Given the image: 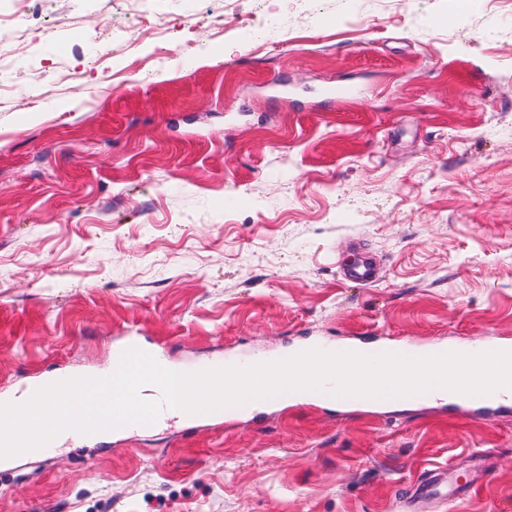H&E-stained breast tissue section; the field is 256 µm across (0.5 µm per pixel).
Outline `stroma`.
Masks as SVG:
<instances>
[{
  "mask_svg": "<svg viewBox=\"0 0 512 512\" xmlns=\"http://www.w3.org/2000/svg\"><path fill=\"white\" fill-rule=\"evenodd\" d=\"M0 102V396L104 367L512 336V0H37ZM361 254L375 283L340 275ZM310 394L0 464V512H512V412ZM448 488L446 494L442 493V488ZM479 486H475L466 482L461 484L458 482L456 471L448 465V468L435 466L424 469L420 472L417 479L411 487V492L405 501L406 512H420L422 505L430 497L442 494L448 499V503L456 499V492L459 494H467L475 491Z\"/></svg>",
  "mask_w": 512,
  "mask_h": 512,
  "instance_id": "stroma-1",
  "label": "stroma"
}]
</instances>
